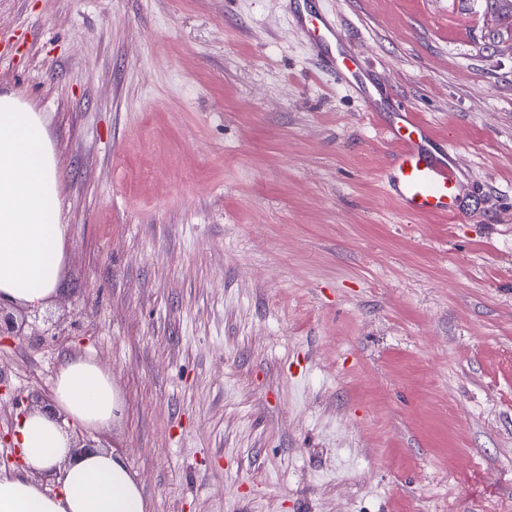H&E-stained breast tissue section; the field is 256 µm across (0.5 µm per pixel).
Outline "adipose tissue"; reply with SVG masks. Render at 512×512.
I'll return each mask as SVG.
<instances>
[{
  "label": "adipose tissue",
  "mask_w": 512,
  "mask_h": 512,
  "mask_svg": "<svg viewBox=\"0 0 512 512\" xmlns=\"http://www.w3.org/2000/svg\"><path fill=\"white\" fill-rule=\"evenodd\" d=\"M58 175L39 115L0 95V302L46 306L57 292L63 229L54 215ZM54 404L75 424L103 428L119 410L112 381L97 365L73 359L59 371ZM14 443L26 473L0 475V512H147L142 487L112 452L76 454L53 416L22 418ZM58 470L57 490L32 482L29 471Z\"/></svg>",
  "instance_id": "obj_1"
}]
</instances>
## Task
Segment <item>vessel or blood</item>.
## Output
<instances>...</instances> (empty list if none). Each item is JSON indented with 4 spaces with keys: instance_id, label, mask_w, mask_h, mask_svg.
Returning a JSON list of instances; mask_svg holds the SVG:
<instances>
[{
    "instance_id": "obj_1",
    "label": "vessel or blood",
    "mask_w": 512,
    "mask_h": 512,
    "mask_svg": "<svg viewBox=\"0 0 512 512\" xmlns=\"http://www.w3.org/2000/svg\"><path fill=\"white\" fill-rule=\"evenodd\" d=\"M297 3L303 32L319 49L323 68L341 85L358 91L370 111L394 113V121L385 127L396 145L389 179L402 208L413 215H457L460 184L447 152L431 146L427 126L411 115L409 106L392 102L330 16L312 10L310 0Z\"/></svg>"
}]
</instances>
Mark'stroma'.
I'll list each match as a JSON object with an SVG mask.
<instances>
[{
	"mask_svg": "<svg viewBox=\"0 0 512 512\" xmlns=\"http://www.w3.org/2000/svg\"><path fill=\"white\" fill-rule=\"evenodd\" d=\"M313 7L454 154L462 213L400 209L291 0H0L80 326L0 340V460L15 395L85 358L121 410L83 438L148 512H512V33L488 0ZM66 320L63 318L52 319V317H46L44 319L45 329L38 336H43L42 341L49 345H59L65 340H70L72 335V329L76 327V321H72L66 327ZM46 323V324H45Z\"/></svg>",
	"mask_w": 512,
	"mask_h": 512,
	"instance_id": "obj_1",
	"label": "stroma"
}]
</instances>
